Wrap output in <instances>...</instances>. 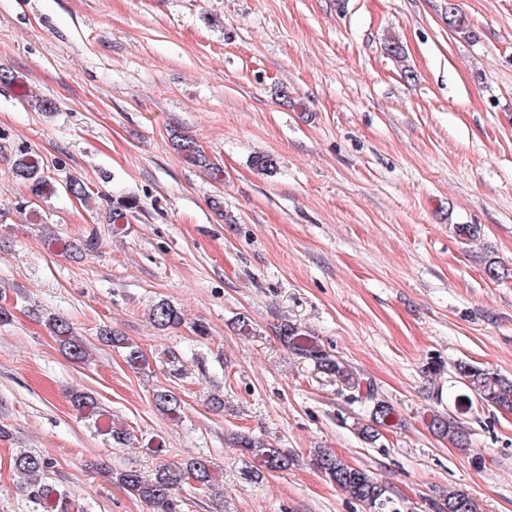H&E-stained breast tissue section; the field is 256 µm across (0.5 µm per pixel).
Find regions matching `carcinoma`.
I'll use <instances>...</instances> for the list:
<instances>
[{
    "instance_id": "cac0c4a2",
    "label": "carcinoma",
    "mask_w": 512,
    "mask_h": 512,
    "mask_svg": "<svg viewBox=\"0 0 512 512\" xmlns=\"http://www.w3.org/2000/svg\"><path fill=\"white\" fill-rule=\"evenodd\" d=\"M171 145L187 161L208 168L217 179L223 177L224 170L210 161L192 138L175 132L172 134ZM10 162L14 174L29 183L34 196L41 197L54 192L37 155L21 151ZM149 320L159 329L174 328L181 325L183 314L170 302L160 300L150 308ZM46 326L71 361L79 364L87 361V345L76 335L74 327L67 319L49 316L46 318ZM276 334L284 346L309 360L318 372L341 381L348 388L353 401L368 407L370 423L359 429L365 441L377 440L379 428L397 425L394 409L379 398L374 385L362 382L346 363L307 336L302 329L294 324L283 323L277 327ZM101 338L125 349L126 363L130 368L145 371L150 367L147 355L127 338L111 331L102 333ZM458 372L483 403L512 410L511 378L466 364L459 365ZM152 399L154 407L161 413L172 418L180 415L181 400L173 391L157 390L153 392ZM71 403L85 418L98 419L103 416L97 401L86 392H73ZM430 426L454 447L469 448V438L457 421L436 416ZM238 443L255 461V465L245 473L247 479L260 477L264 470L269 472L288 469V457L278 449L269 448L248 434L239 436ZM52 465L50 458L36 452L23 451L14 458V467L24 479L29 498L38 512H71L75 500L66 490L48 481ZM312 465L324 473L336 487L361 503L365 512H401L389 486L378 481L370 471L348 464L329 449H315ZM212 478L211 462L204 457H196L179 465L162 466L151 480L144 478L139 470L128 468L117 473L116 482L128 493L147 503L152 512H179L177 492L183 484L192 480L201 487H207L211 485ZM429 509L431 512H475V503L468 495L450 490L439 500H429Z\"/></svg>"
}]
</instances>
